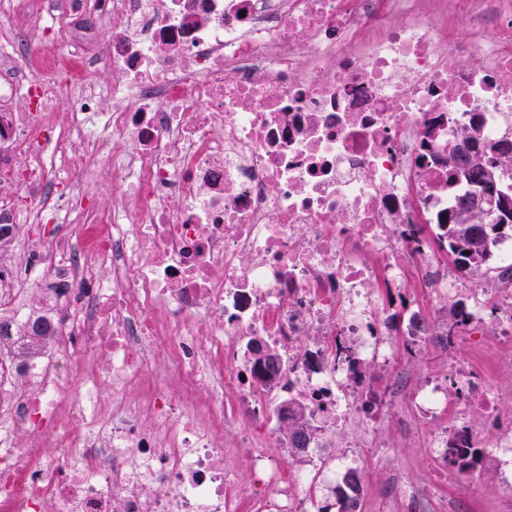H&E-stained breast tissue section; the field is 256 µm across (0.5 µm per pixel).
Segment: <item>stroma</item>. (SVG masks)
<instances>
[{
  "label": "stroma",
  "instance_id": "35a3bbf8",
  "mask_svg": "<svg viewBox=\"0 0 512 512\" xmlns=\"http://www.w3.org/2000/svg\"><path fill=\"white\" fill-rule=\"evenodd\" d=\"M466 363L486 374L499 397L502 421H512V346L497 344L487 335L462 333L447 344L432 341L419 353L402 356L396 365L378 367L377 380L385 385L402 373L408 377L410 392L431 381L447 390L457 378V369ZM437 427V422L418 419L408 396L387 408L383 422L369 439L372 447L391 452L392 457L386 464L365 461L366 481L358 512H377L399 472L420 487L439 486L445 512H512V484L492 452H485L479 464L480 478L472 486L466 476L448 478L432 465L429 442Z\"/></svg>",
  "mask_w": 512,
  "mask_h": 512
}]
</instances>
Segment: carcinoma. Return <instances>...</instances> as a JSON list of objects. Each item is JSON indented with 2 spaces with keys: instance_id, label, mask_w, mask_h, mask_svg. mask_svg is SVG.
Segmentation results:
<instances>
[{
  "instance_id": "1",
  "label": "carcinoma",
  "mask_w": 512,
  "mask_h": 512,
  "mask_svg": "<svg viewBox=\"0 0 512 512\" xmlns=\"http://www.w3.org/2000/svg\"><path fill=\"white\" fill-rule=\"evenodd\" d=\"M438 162L448 169V183L458 182L478 185L492 181L498 189L512 196V183L503 186L501 171L512 169V142L503 141L485 148L482 156L448 153L438 158ZM467 197L458 198L456 206L448 210L447 220L438 224L436 242L440 249L447 252L456 270L472 276H486L496 280L505 288L512 287V264H495V249L506 231L512 232L511 224H495L492 217L485 213L474 212L466 206ZM464 308L455 303L447 311L448 323L441 331L443 340L450 341L451 336L467 324L463 318ZM256 362L264 363L261 377L274 383L279 379L281 361L279 355L270 350H257ZM288 411L292 412L290 423L285 426L291 453L295 454L306 447L314 434V427L306 418L305 407L297 402H288ZM446 453L451 463L461 474H468L476 459V449L472 447L470 429L463 426L455 430L448 438ZM349 494L344 496V507L339 512H356L362 493V483L358 474L351 473L346 478Z\"/></svg>"
}]
</instances>
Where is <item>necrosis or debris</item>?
<instances>
[{"label":"necrosis or debris","mask_w":512,"mask_h":512,"mask_svg":"<svg viewBox=\"0 0 512 512\" xmlns=\"http://www.w3.org/2000/svg\"><path fill=\"white\" fill-rule=\"evenodd\" d=\"M21 100L0 138L40 193H0L30 235L0 253V315L14 350L53 334L0 366V512H318L359 468L321 449L364 415L360 364L399 358L373 285L455 288L430 243L462 190L437 157L471 125L512 141V0H0V111ZM468 311L512 345V292ZM288 393L320 421L304 468ZM241 460L263 492H233ZM257 359L255 365L258 366L260 362H264V367H261V377L269 383H274L279 379L281 361L279 355L270 350H262L260 347L257 350Z\"/></svg>","instance_id":"obj_1"}]
</instances>
